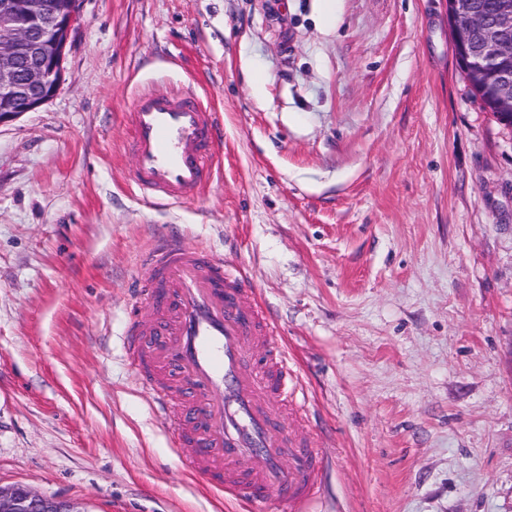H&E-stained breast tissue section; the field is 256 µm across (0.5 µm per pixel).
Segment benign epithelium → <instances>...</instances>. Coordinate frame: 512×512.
I'll return each instance as SVG.
<instances>
[{"mask_svg": "<svg viewBox=\"0 0 512 512\" xmlns=\"http://www.w3.org/2000/svg\"><path fill=\"white\" fill-rule=\"evenodd\" d=\"M452 46L467 78L495 79L488 104L512 128V0L486 15L471 0H447ZM74 4L0 0V124L49 100L63 76L75 29ZM0 512H82L71 503L23 485L0 487Z\"/></svg>", "mask_w": 512, "mask_h": 512, "instance_id": "7a95c632", "label": "benign epithelium"}]
</instances>
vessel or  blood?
I'll return each instance as SVG.
<instances>
[{
    "label": "vessel or blood",
    "mask_w": 512,
    "mask_h": 512,
    "mask_svg": "<svg viewBox=\"0 0 512 512\" xmlns=\"http://www.w3.org/2000/svg\"><path fill=\"white\" fill-rule=\"evenodd\" d=\"M128 120L132 180L144 195L178 204L200 195L213 176L221 139L214 114L191 92L141 95ZM147 275L127 346L131 371L169 412L167 377L190 398L172 428L177 446L198 448L190 464L210 485L260 506L276 499L306 512L327 465L304 430L305 403L291 384L278 334L240 269L170 237L143 258Z\"/></svg>",
    "instance_id": "obj_1"
}]
</instances>
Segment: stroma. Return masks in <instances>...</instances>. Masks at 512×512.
<instances>
[{
    "mask_svg": "<svg viewBox=\"0 0 512 512\" xmlns=\"http://www.w3.org/2000/svg\"><path fill=\"white\" fill-rule=\"evenodd\" d=\"M264 82L254 86L255 75ZM192 88L199 199L129 180L126 114ZM237 264L329 459L311 512H512V132L445 0H80L55 94L0 124V486L85 512H253L128 368L141 253Z\"/></svg>",
    "mask_w": 512,
    "mask_h": 512,
    "instance_id": "stroma-1",
    "label": "stroma"
}]
</instances>
